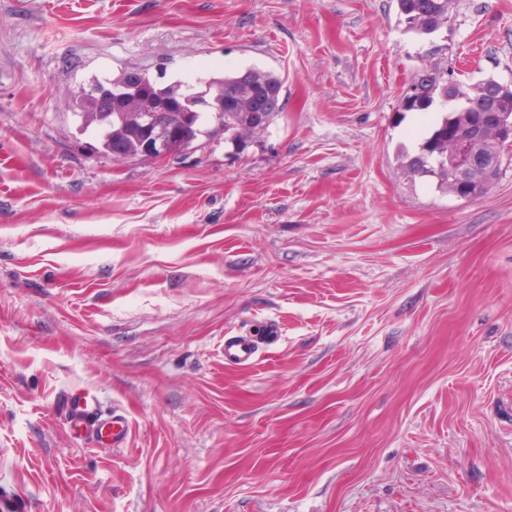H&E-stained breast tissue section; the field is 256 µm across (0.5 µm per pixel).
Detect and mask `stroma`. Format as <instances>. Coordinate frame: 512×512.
Returning <instances> with one entry per match:
<instances>
[{"label": "stroma", "instance_id": "stroma-1", "mask_svg": "<svg viewBox=\"0 0 512 512\" xmlns=\"http://www.w3.org/2000/svg\"><path fill=\"white\" fill-rule=\"evenodd\" d=\"M452 18L433 63L512 81V0ZM421 49L396 0H0V487L30 512H512V163L474 201L402 177ZM193 65L283 81L239 158L213 120L163 163L82 131L78 86ZM75 389L123 447L69 429ZM222 352L225 361L249 367L255 361L257 347L253 338L239 336L225 339Z\"/></svg>", "mask_w": 512, "mask_h": 512}]
</instances>
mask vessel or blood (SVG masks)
Returning a JSON list of instances; mask_svg holds the SVG:
<instances>
[{
    "label": "vessel or blood",
    "instance_id": "b4317fda",
    "mask_svg": "<svg viewBox=\"0 0 512 512\" xmlns=\"http://www.w3.org/2000/svg\"><path fill=\"white\" fill-rule=\"evenodd\" d=\"M227 362L248 367L255 361L256 343L250 337H234L225 339L222 347ZM66 421L75 433H83L89 437L108 436L111 446L117 447L124 443L127 433V422L123 415L105 413L100 399L91 393L74 394L63 402Z\"/></svg>",
    "mask_w": 512,
    "mask_h": 512
}]
</instances>
